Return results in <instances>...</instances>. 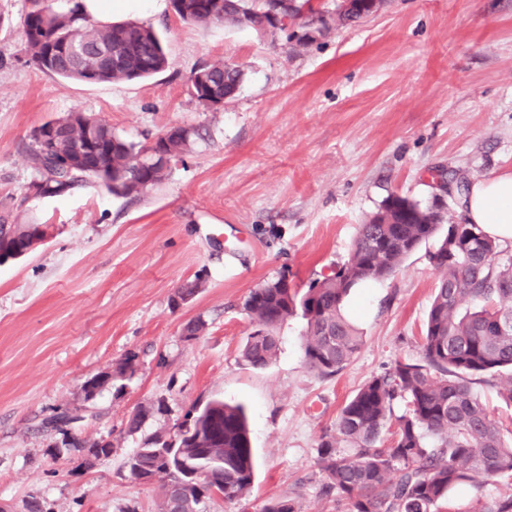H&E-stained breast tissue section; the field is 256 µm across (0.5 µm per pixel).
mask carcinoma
<instances>
[{"instance_id": "1", "label": "carcinoma", "mask_w": 512, "mask_h": 512, "mask_svg": "<svg viewBox=\"0 0 512 512\" xmlns=\"http://www.w3.org/2000/svg\"><path fill=\"white\" fill-rule=\"evenodd\" d=\"M296 0L288 25L305 31L316 11ZM24 20L28 61L41 71L89 83L145 80L168 66L155 32L133 22L101 24L80 0L60 10L55 0H29ZM214 0H181L174 11L185 22L229 23L250 29L261 24L256 0H239L224 15ZM336 25L362 19L363 9L336 4ZM112 47L127 54L126 65L90 68L75 60L81 51ZM243 70L224 60L200 66L188 92L215 108L238 93ZM55 152L32 140L30 160L38 178L36 194L62 196L78 185L99 184L117 197H131L162 183L169 171L153 165V154L175 158L188 151L196 132L172 126L154 144H139L112 131L103 120L70 113L51 121ZM435 202L423 204L390 195L359 225L349 257L332 274L305 288L281 287V276L251 291L244 309L253 324L241 361L253 369L270 365L279 349L276 330L288 318L305 320L303 354L310 372L336 375L358 354L363 336L345 312L350 294L365 281L394 277L404 260L433 239L428 253L438 271L421 338V358L401 359L369 378L340 408L332 428L320 439L318 465L326 493L336 492V512H452V493L469 485L477 493L468 512H512V493L483 499L489 482L512 486V420L495 418L475 385L496 389L512 407V251L488 236L479 224H451ZM447 233H440L441 226ZM37 224L16 233L0 223V255L8 257L36 235ZM133 357L90 379L102 389L110 380L130 378ZM403 402L397 415L394 404ZM170 442L160 434L146 438L125 462L136 463L138 477L160 488V512H201L209 498L208 480L224 485L228 503L247 498L253 488L252 448L243 407L211 399L188 413ZM261 512H302L292 496L272 497Z\"/></svg>"}]
</instances>
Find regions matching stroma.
I'll return each instance as SVG.
<instances>
[{
  "label": "stroma",
  "instance_id": "obj_1",
  "mask_svg": "<svg viewBox=\"0 0 512 512\" xmlns=\"http://www.w3.org/2000/svg\"><path fill=\"white\" fill-rule=\"evenodd\" d=\"M27 11L28 0H0V216L47 225L50 236L0 265V505L158 512L157 487L128 478L127 458L219 397L246 410L255 477L246 500L215 499L205 512H260L279 495L298 497L303 512H334L320 437L367 379L420 357L438 280L434 244L351 296L364 343L330 378L306 368L298 316L279 328L267 368L244 366L253 329L244 301L283 275L302 287L330 274L388 195L427 200L434 171L473 180L512 170V0H387L300 49L282 34L184 22L170 0H112L92 17L152 27L169 57L154 78L116 83L67 81L29 63ZM220 59L246 77L237 97L211 110L188 94L187 79ZM77 111L140 144L174 124L200 136L139 196L101 186L29 196L32 129ZM197 277L201 291L174 305L177 288ZM196 318L205 329L186 340ZM128 354L132 378L85 400L84 382ZM142 406L150 416L129 431ZM66 409L91 412L69 432L76 448L47 425ZM103 437L111 454L89 456Z\"/></svg>",
  "mask_w": 512,
  "mask_h": 512
}]
</instances>
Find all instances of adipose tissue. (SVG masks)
Masks as SVG:
<instances>
[{
	"label": "adipose tissue",
	"mask_w": 512,
	"mask_h": 512,
	"mask_svg": "<svg viewBox=\"0 0 512 512\" xmlns=\"http://www.w3.org/2000/svg\"><path fill=\"white\" fill-rule=\"evenodd\" d=\"M465 223L482 225L500 244L512 245V173L476 179L461 200Z\"/></svg>",
	"instance_id": "ef3b65f1"
}]
</instances>
